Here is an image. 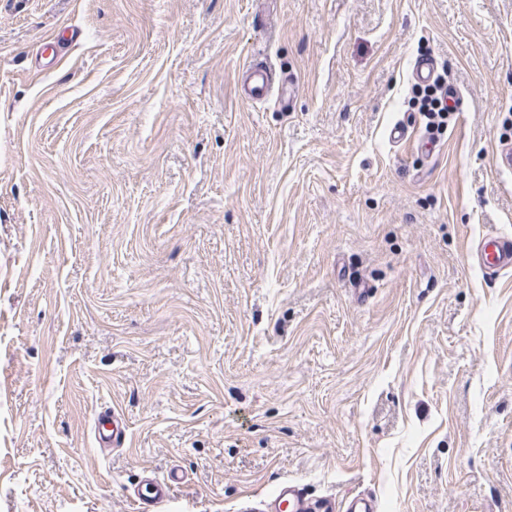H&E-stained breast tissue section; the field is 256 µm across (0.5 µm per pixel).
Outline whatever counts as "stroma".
<instances>
[{
    "label": "stroma",
    "mask_w": 512,
    "mask_h": 512,
    "mask_svg": "<svg viewBox=\"0 0 512 512\" xmlns=\"http://www.w3.org/2000/svg\"><path fill=\"white\" fill-rule=\"evenodd\" d=\"M509 144L512 0H0V512H512ZM244 91L248 98L261 100L269 93L272 85L270 70L259 63L250 62L244 67ZM439 82L436 87H426L422 89L424 93L423 102L421 105L422 112H427L429 119H439V123H444L445 117L448 112V105L443 97L437 95L438 88L441 87ZM476 248L479 265L486 274L512 271V238L487 235ZM127 432V423L115 408L112 411L98 413L94 436L99 447H122L126 442ZM178 482V476L168 475L166 478H157L153 475L145 476L139 483L132 496L136 509L143 512L142 505L160 504L170 497L172 483ZM350 512H378L379 506L370 496L357 495L345 502H336L335 499H325L321 503L313 502L304 488L291 483L278 487L274 498L266 504L263 511L271 512H335L344 509Z\"/></svg>",
    "instance_id": "1"
}]
</instances>
